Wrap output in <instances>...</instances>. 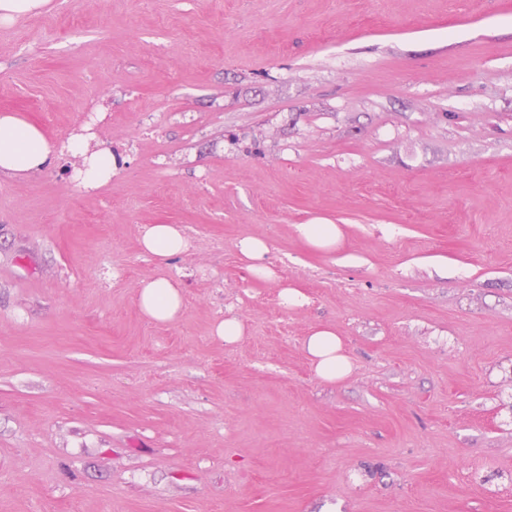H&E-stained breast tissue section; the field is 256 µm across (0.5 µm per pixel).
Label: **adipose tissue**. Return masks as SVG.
<instances>
[{
	"mask_svg": "<svg viewBox=\"0 0 512 512\" xmlns=\"http://www.w3.org/2000/svg\"><path fill=\"white\" fill-rule=\"evenodd\" d=\"M88 140V135L77 132L59 141L33 122L13 113H1L0 174L23 176L43 172L55 164L58 155L68 152L83 159L82 169L75 174L79 184L87 190L97 189L111 180L116 159L108 147L90 149ZM139 243L143 253L160 266L187 253L191 246L185 228L177 224L147 225ZM136 302L142 315L159 323L176 321L184 308L178 285L162 275L140 283ZM304 349L323 383L334 385L350 375L351 360L332 328L320 325L311 329L304 338Z\"/></svg>",
	"mask_w": 512,
	"mask_h": 512,
	"instance_id": "1",
	"label": "adipose tissue"
}]
</instances>
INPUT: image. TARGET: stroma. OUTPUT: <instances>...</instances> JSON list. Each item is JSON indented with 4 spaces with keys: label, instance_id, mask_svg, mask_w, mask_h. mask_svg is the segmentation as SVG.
<instances>
[{
    "label": "stroma",
    "instance_id": "1",
    "mask_svg": "<svg viewBox=\"0 0 512 512\" xmlns=\"http://www.w3.org/2000/svg\"><path fill=\"white\" fill-rule=\"evenodd\" d=\"M51 5L0 26V113L119 165L0 177V512H512V0ZM148 224L192 235L168 324ZM295 230L306 247L316 252L335 251L343 237V231L336 224H299ZM238 246L246 269L254 279L261 281H277L279 279L276 270L267 262L270 248L264 240L245 235L239 240ZM137 306L154 322L171 323L182 314L183 296L173 278L157 276L143 280L137 289ZM212 333L224 343L233 344L242 339L245 328L237 317H227L214 323ZM304 349L311 360L315 375L326 384H337L351 373L352 364L343 342L328 326L311 329L304 338Z\"/></svg>",
    "mask_w": 512,
    "mask_h": 512
}]
</instances>
